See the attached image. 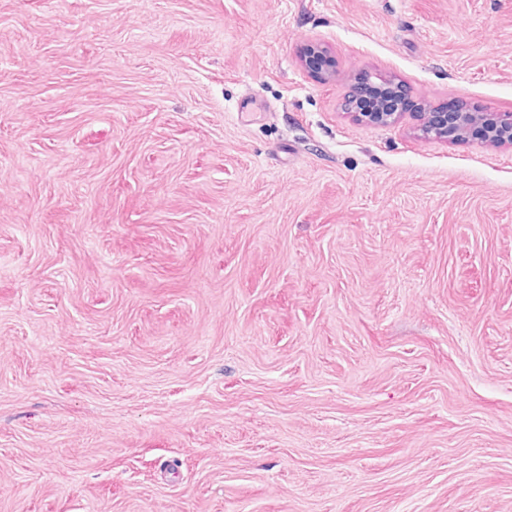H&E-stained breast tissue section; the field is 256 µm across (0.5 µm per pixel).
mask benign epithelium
I'll return each instance as SVG.
<instances>
[{"label": "benign epithelium", "instance_id": "benign-epithelium-1", "mask_svg": "<svg viewBox=\"0 0 512 512\" xmlns=\"http://www.w3.org/2000/svg\"><path fill=\"white\" fill-rule=\"evenodd\" d=\"M379 96L371 112H363L358 100L346 99L345 108L357 119L368 125H386L395 121L400 112L391 105V99L403 94L402 85L391 78H381L376 83ZM473 126L485 130L484 141L494 146L512 145V113L502 112H427L422 132L427 136L457 140L467 137Z\"/></svg>", "mask_w": 512, "mask_h": 512}]
</instances>
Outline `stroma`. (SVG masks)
<instances>
[{
    "label": "stroma",
    "mask_w": 512,
    "mask_h": 512,
    "mask_svg": "<svg viewBox=\"0 0 512 512\" xmlns=\"http://www.w3.org/2000/svg\"><path fill=\"white\" fill-rule=\"evenodd\" d=\"M361 73L512 113V0H0V512H512V147ZM378 80L379 82L375 85L379 89L380 94L376 99L373 112L369 111L372 107L375 92L374 88H371L368 84L362 83L360 85L363 92L359 97V106L364 112H361L362 110L358 106V99L351 101V97L349 95L347 96L345 108L354 113L360 122L368 125H386L394 122L403 111L416 110L420 108L419 104L406 97H402L395 103L397 104L395 109H398L399 111L394 110V106L390 104L392 102L390 98H397L398 96L403 95L402 85L391 78H378Z\"/></svg>",
    "instance_id": "obj_1"
}]
</instances>
